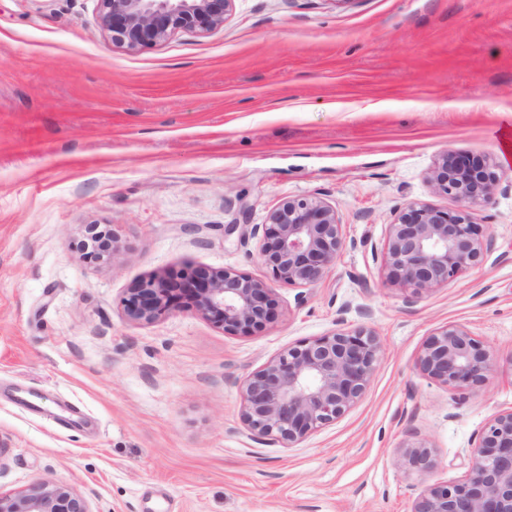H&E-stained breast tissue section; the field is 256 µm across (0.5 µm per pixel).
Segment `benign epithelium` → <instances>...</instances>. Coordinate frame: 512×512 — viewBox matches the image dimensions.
<instances>
[{
    "mask_svg": "<svg viewBox=\"0 0 512 512\" xmlns=\"http://www.w3.org/2000/svg\"><path fill=\"white\" fill-rule=\"evenodd\" d=\"M233 0H96L101 28L112 42L136 49L165 39L180 28L209 31L222 24ZM433 190L457 203L442 210L425 202L398 208L387 225L382 248L386 278L418 295L447 286L479 266L491 247L474 211L490 202L500 176L490 157L445 151L428 176ZM260 238L259 255L272 280L314 285L336 265L345 246L336 208L312 197H289L263 224L250 212L227 225ZM113 231L82 258L107 263L117 251ZM126 316L150 324L178 312H195L229 334L262 332L275 320V288L233 268L192 267L175 275L154 274L134 282L123 298ZM381 344L358 327L305 339L288 347L248 376L242 385V423L257 437L292 448L308 435L344 416L366 393L377 368ZM419 368L434 381L472 389L483 384L495 364L469 328L449 322L426 338ZM430 447L415 441L401 447L399 468L429 471ZM0 512H91L88 499L71 487L43 480L28 493L0 495ZM411 512H512V408L485 424L458 481L426 485Z\"/></svg>",
    "mask_w": 512,
    "mask_h": 512,
    "instance_id": "benign-epithelium-1",
    "label": "benign epithelium"
}]
</instances>
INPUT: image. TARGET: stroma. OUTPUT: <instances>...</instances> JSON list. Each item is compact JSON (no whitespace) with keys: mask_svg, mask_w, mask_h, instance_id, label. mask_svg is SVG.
<instances>
[{"mask_svg":"<svg viewBox=\"0 0 512 512\" xmlns=\"http://www.w3.org/2000/svg\"><path fill=\"white\" fill-rule=\"evenodd\" d=\"M95 0H0V494L42 478L92 512H410L456 481L512 407V0H234L223 25L137 49ZM446 150L492 156L474 220L483 263L418 295L387 282L404 203L454 208L427 174ZM335 206L346 245L321 282L276 287L262 333L193 312L129 321L133 282L188 265L270 280L259 241L284 198ZM114 226L84 262L86 225ZM465 324L495 372L478 390L418 366ZM365 325L382 352L364 397L292 448L240 419L241 385L288 346ZM426 441L435 468L403 472ZM102 233L103 238L91 250H83L81 257L84 261L102 264L109 262L114 256L118 248V238L114 230L102 231Z\"/></svg>","mask_w":512,"mask_h":512,"instance_id":"35a3bbf8","label":"stroma"}]
</instances>
